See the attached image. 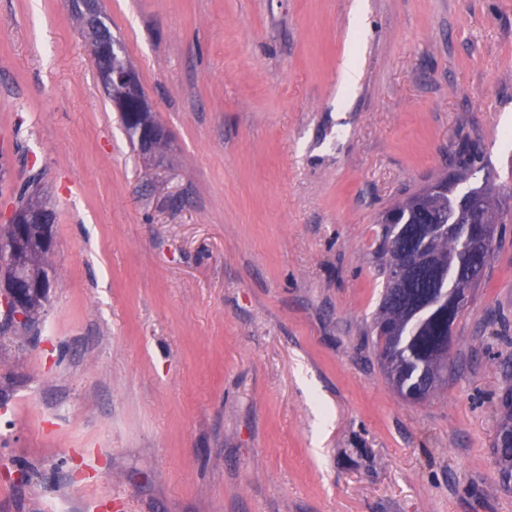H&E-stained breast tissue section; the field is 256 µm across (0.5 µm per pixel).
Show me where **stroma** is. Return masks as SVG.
Here are the masks:
<instances>
[{"mask_svg": "<svg viewBox=\"0 0 512 512\" xmlns=\"http://www.w3.org/2000/svg\"><path fill=\"white\" fill-rule=\"evenodd\" d=\"M102 6L162 162L70 0H0V225L33 176L57 215L40 319L0 334V512H512V0ZM465 138L503 222L411 404L371 334L379 220ZM99 74L106 87L112 91V103L121 118L138 125L139 152L153 158L156 155V144L168 139V131L153 119L139 72L124 57V61L116 63L112 70H102ZM503 406L506 410L504 418L500 424L499 434L501 431L511 433V443L500 446L498 443L497 452L499 457V464L501 465L502 475L506 479H511L512 476V396L511 390L508 388L502 399ZM498 434V435H499Z\"/></svg>", "mask_w": 512, "mask_h": 512, "instance_id": "stroma-1", "label": "stroma"}]
</instances>
